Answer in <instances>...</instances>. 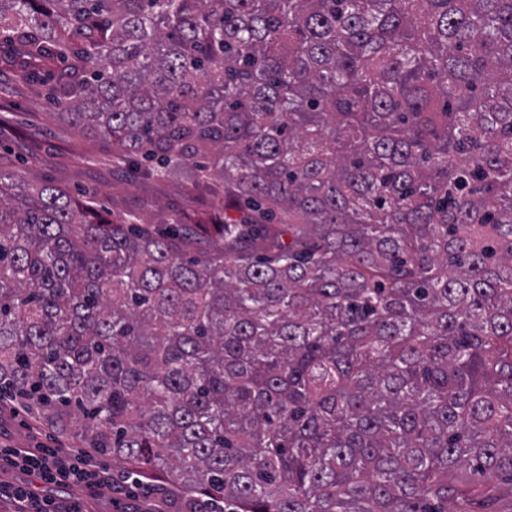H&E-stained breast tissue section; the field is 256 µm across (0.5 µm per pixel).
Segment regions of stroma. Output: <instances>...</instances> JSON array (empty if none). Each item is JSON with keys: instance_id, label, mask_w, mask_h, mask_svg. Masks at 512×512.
Wrapping results in <instances>:
<instances>
[{"instance_id": "obj_1", "label": "stroma", "mask_w": 512, "mask_h": 512, "mask_svg": "<svg viewBox=\"0 0 512 512\" xmlns=\"http://www.w3.org/2000/svg\"><path fill=\"white\" fill-rule=\"evenodd\" d=\"M0 105L14 113L13 134L0 145L19 160L26 182L48 180L74 196L90 198L95 212L106 221L129 213L146 224L170 222L176 214L203 211L208 202L189 191L179 179L127 183L112 171L111 141L94 138L61 123L44 97L16 81L12 72L0 73ZM57 445L58 437L47 426L9 405L0 406V444Z\"/></svg>"}]
</instances>
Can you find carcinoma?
<instances>
[{
  "label": "carcinoma",
  "instance_id": "carcinoma-1",
  "mask_svg": "<svg viewBox=\"0 0 512 512\" xmlns=\"http://www.w3.org/2000/svg\"><path fill=\"white\" fill-rule=\"evenodd\" d=\"M0 64L213 211L0 155V400L180 512H493L512 474V0H0ZM161 486L164 487V490L154 492L151 498V502L159 507H153V510L149 511L173 512L178 510L177 504L183 496L181 491L167 482L162 483Z\"/></svg>",
  "mask_w": 512,
  "mask_h": 512
}]
</instances>
